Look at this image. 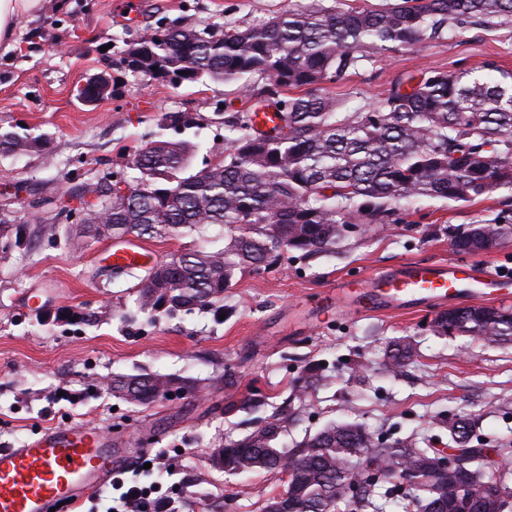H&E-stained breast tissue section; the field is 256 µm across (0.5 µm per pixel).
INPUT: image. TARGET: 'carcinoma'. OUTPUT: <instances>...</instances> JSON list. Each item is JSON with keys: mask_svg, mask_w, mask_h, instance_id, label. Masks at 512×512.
Wrapping results in <instances>:
<instances>
[{"mask_svg": "<svg viewBox=\"0 0 512 512\" xmlns=\"http://www.w3.org/2000/svg\"><path fill=\"white\" fill-rule=\"evenodd\" d=\"M512 22V0H384L377 7L314 0L245 28L158 26L126 41L121 65L158 81L238 82L257 76L251 96L274 112L278 123L258 130L248 110L224 113L228 148L216 165L192 169L196 146L158 139L133 159L138 176L129 196L111 195L99 180L97 202L83 213L78 236L152 238L205 225L235 227L215 251L198 249L144 268L138 308L153 316L209 309L224 314V289L236 275L268 267L283 251L312 258L349 233L377 224H398L406 204L420 198L470 201L512 191V72L495 63L482 72L426 71L382 90L367 108L345 112L343 100L319 88L396 53L428 41L452 38L469 25ZM38 138L0 133V148L25 154ZM500 244L499 223L473 224L452 238V248L476 230ZM22 226L0 219V248L17 246ZM437 335L468 336L489 344L512 343L511 307H455L433 322ZM385 372L395 378L418 352L407 338L391 341ZM329 366L310 368L296 399L313 383L328 381ZM193 389L190 380L165 374L116 375L108 388L130 403L149 405L165 393ZM284 418L272 414L245 437L217 451L242 473L293 467L288 512H404L414 501L440 502L448 512H512V500L493 493L512 482V469L484 454L493 439L480 419L454 414L439 426L463 459L443 474L440 453L420 448L411 436L375 434L357 421L326 425L284 451L276 447ZM366 451L360 456L359 449ZM371 461L381 470L358 488L355 478ZM405 466L407 479L395 475Z\"/></svg>", "mask_w": 512, "mask_h": 512, "instance_id": "carcinoma-1", "label": "carcinoma"}]
</instances>
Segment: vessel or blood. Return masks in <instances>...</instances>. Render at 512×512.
Here are the masks:
<instances>
[{"mask_svg":"<svg viewBox=\"0 0 512 512\" xmlns=\"http://www.w3.org/2000/svg\"><path fill=\"white\" fill-rule=\"evenodd\" d=\"M114 268L135 271L153 262V252L129 239L113 244ZM512 278L480 264L448 261L434 267L403 266L364 276L357 287L338 283L325 291L316 316L350 307L361 314L447 305L468 299L502 300L512 295ZM123 449L112 435L93 425H63L45 430L21 448L0 449V512H50L74 506L105 485L119 465Z\"/></svg>","mask_w":512,"mask_h":512,"instance_id":"b4317fda","label":"vessel or blood"}]
</instances>
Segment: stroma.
<instances>
[{"label": "stroma", "instance_id": "stroma-1", "mask_svg": "<svg viewBox=\"0 0 512 512\" xmlns=\"http://www.w3.org/2000/svg\"><path fill=\"white\" fill-rule=\"evenodd\" d=\"M309 0H40L21 15L11 48L0 45V131L24 130L42 145L16 156L0 151V210L27 232L20 246L0 252V448H18L60 424H90L123 436L128 459L113 482L139 483L168 499L174 512H262L283 487L275 472L230 475L213 453L257 426L234 403L259 398L264 414L287 413L288 397L309 365L332 363L325 386L307 390L300 416L286 423L279 444L292 445L329 423L356 420L369 430L414 437L420 447L446 449L440 414L482 416L512 444V344L489 345L465 336H438L436 312L361 315L341 311L295 330L290 314L314 307L340 281L388 271L408 262L434 263L455 254L458 230L499 222L508 235L477 253L491 268L512 274V194L469 202L423 199L403 220L351 233L334 252L313 259L283 254L277 265L237 275L224 291L229 318L206 310L150 317L139 312L137 276L115 272L106 241L70 239V221L53 220L49 199L100 180H130L135 151L161 138L196 143L194 168L222 157L224 102L249 108L251 98L224 82L172 84L133 77L119 65L125 42L142 30L180 23L248 27ZM496 62L512 71V24L497 30L471 25L450 41L423 43L380 57L329 85L351 106L371 105L386 85L418 70L459 71ZM104 73L103 99H78L80 85ZM182 112L191 126L174 129L163 116ZM224 244L219 228L148 240L158 261ZM39 293V306L28 298ZM412 338L415 364L399 378L383 366L388 343ZM367 366L369 382L358 378ZM230 370L232 384L219 374ZM191 377L195 392L141 407L112 397L102 384L118 374Z\"/></svg>", "mask_w": 512, "mask_h": 512}]
</instances>
